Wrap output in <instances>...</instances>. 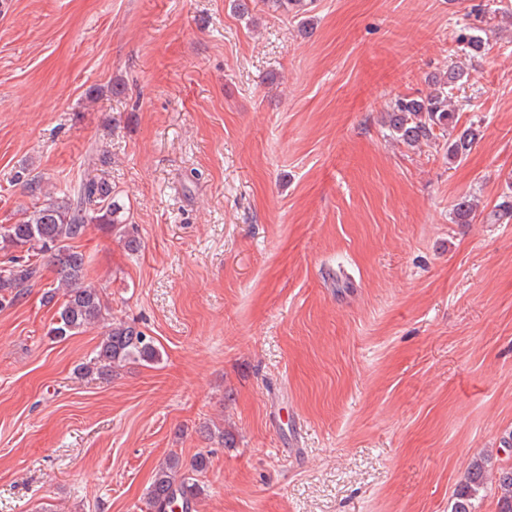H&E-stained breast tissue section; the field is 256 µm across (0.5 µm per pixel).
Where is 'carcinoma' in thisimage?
Instances as JSON below:
<instances>
[{
	"label": "carcinoma",
	"instance_id": "1",
	"mask_svg": "<svg viewBox=\"0 0 512 512\" xmlns=\"http://www.w3.org/2000/svg\"><path fill=\"white\" fill-rule=\"evenodd\" d=\"M468 16L488 25L498 18V12L480 2L470 6ZM470 30L472 26L465 25L458 41L475 52L490 51V43ZM467 78L468 72L452 63L432 76L428 93L397 96L385 118L392 136L409 148L442 136L446 138L448 160L468 155L477 143L478 132L473 127L457 130L458 113L452 101V91L461 88ZM29 188L33 194L43 192L42 203L22 210L16 223L0 224V250L12 253L0 266V308L17 302L41 278L39 259L46 256L63 290L49 335L64 340L89 327H103L95 355L80 364L78 372L110 376L128 364L155 362L158 349L152 336L132 325L109 321V308L100 289L88 281L86 258L73 245L89 225L97 224L118 233L129 250L139 249L140 241L124 224V205L113 194L112 185L90 176L63 197L42 191L39 181L29 183ZM207 467L208 458L201 453L188 463L176 453L168 455L156 468L148 490L150 512H168L174 504L182 512H192L202 493L197 475ZM485 484L486 462L476 459L455 490L452 512H472V500ZM496 506L497 512H512V466L499 469Z\"/></svg>",
	"mask_w": 512,
	"mask_h": 512
}]
</instances>
